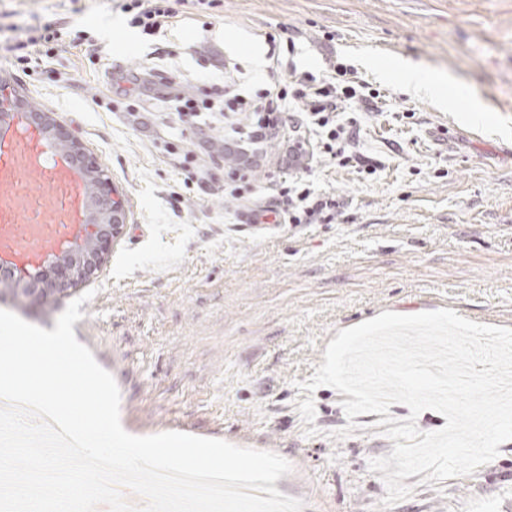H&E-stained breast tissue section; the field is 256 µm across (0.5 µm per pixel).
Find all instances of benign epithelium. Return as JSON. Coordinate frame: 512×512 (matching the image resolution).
Listing matches in <instances>:
<instances>
[{"instance_id":"7a95c632","label":"benign epithelium","mask_w":512,"mask_h":512,"mask_svg":"<svg viewBox=\"0 0 512 512\" xmlns=\"http://www.w3.org/2000/svg\"><path fill=\"white\" fill-rule=\"evenodd\" d=\"M29 120L43 130L52 145L85 174L89 175L100 168L48 113L31 112ZM124 211V200L111 188L106 174H101L93 200L86 208L84 233L79 242L63 248L54 260L35 272L25 266L5 264L0 265V275H4V270H9L8 281L14 291L34 301H50L66 294L77 283L91 278L100 268L112 239L121 231Z\"/></svg>"}]
</instances>
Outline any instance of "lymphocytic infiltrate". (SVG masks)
Returning a JSON list of instances; mask_svg holds the SVG:
<instances>
[{"instance_id":"f902f5d3","label":"lymphocytic infiltrate","mask_w":512,"mask_h":512,"mask_svg":"<svg viewBox=\"0 0 512 512\" xmlns=\"http://www.w3.org/2000/svg\"><path fill=\"white\" fill-rule=\"evenodd\" d=\"M121 8L131 13L132 25L150 35L165 31L176 15L167 0H123ZM62 40L61 29L48 24L25 30L6 49L15 63L26 69L42 62ZM354 74L350 65L335 59L320 78L307 71L293 73L288 79L274 81L249 96L239 93L235 82L228 80L206 93H174L171 102L185 129H201V116L209 115L212 124L224 125L231 131L232 145L250 149L254 154L284 129L289 130L295 148L309 147L305 131L315 129L321 154L333 161L356 164L372 174L377 167L359 149V126L340 118V103L351 100L366 107L374 99L373 94L362 92V84L355 81ZM307 174L304 168L289 173L286 186L277 192L275 211L291 224L331 223L336 200L312 190Z\"/></svg>"}]
</instances>
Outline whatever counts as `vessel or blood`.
Instances as JSON below:
<instances>
[{
  "label": "vessel or blood",
  "mask_w": 512,
  "mask_h": 512,
  "mask_svg": "<svg viewBox=\"0 0 512 512\" xmlns=\"http://www.w3.org/2000/svg\"><path fill=\"white\" fill-rule=\"evenodd\" d=\"M50 145L24 112L0 123V259L38 265L82 232L85 178Z\"/></svg>",
  "instance_id": "b4317fda"
}]
</instances>
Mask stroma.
I'll return each mask as SVG.
<instances>
[{"label": "stroma", "instance_id": "stroma-1", "mask_svg": "<svg viewBox=\"0 0 512 512\" xmlns=\"http://www.w3.org/2000/svg\"><path fill=\"white\" fill-rule=\"evenodd\" d=\"M120 3L0 0V22L61 24L102 45L101 61L65 45L28 72L0 58V83L63 124L126 205L96 275L25 321L53 330L88 295L73 330L114 377L124 430L277 453L292 466L277 488L302 512H512V440L471 475L407 477L411 494L387 509L382 474L368 468L394 446L379 414L355 416L356 430L337 439L346 394L298 388L339 330L385 311L446 308L512 328V0H185L153 36L129 28ZM228 32L246 45L228 47ZM251 42L316 74L342 57L379 93L372 108L343 107L376 174L313 158L310 185L339 204L333 223L242 222L224 195L222 156L192 141L216 183L207 194L186 186L163 150L180 137L176 115L156 96L116 92L119 74L147 65L176 69L180 91L193 92L235 64L253 93ZM401 58L453 73L455 88L436 100L381 79L379 67ZM104 96L115 110L97 106ZM469 97L487 119L469 117ZM309 398L306 423L298 406Z\"/></svg>", "mask_w": 512, "mask_h": 512}]
</instances>
